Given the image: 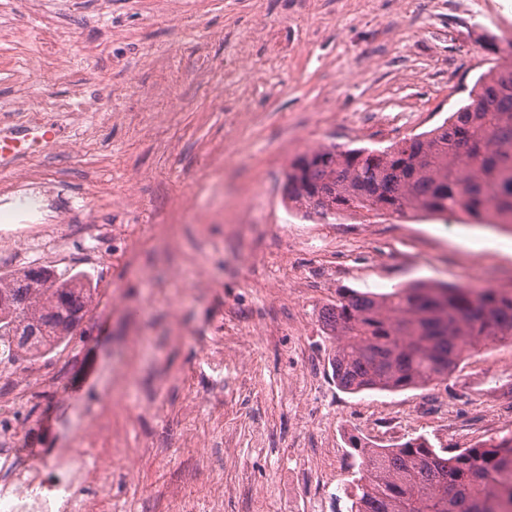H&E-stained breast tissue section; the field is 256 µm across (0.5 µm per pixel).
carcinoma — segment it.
<instances>
[{"instance_id":"1","label":"carcinoma","mask_w":512,"mask_h":512,"mask_svg":"<svg viewBox=\"0 0 512 512\" xmlns=\"http://www.w3.org/2000/svg\"><path fill=\"white\" fill-rule=\"evenodd\" d=\"M286 199L324 218L409 211L512 224V66L482 73L442 125L383 150L322 145L298 155ZM82 272L30 265L0 276V357L31 359L61 346L91 312ZM336 340L330 358L343 391L426 387L465 351L512 340V290L417 281L383 295L344 292L322 312ZM360 477L349 512H512V430L462 450L424 437L392 448L355 441Z\"/></svg>"}]
</instances>
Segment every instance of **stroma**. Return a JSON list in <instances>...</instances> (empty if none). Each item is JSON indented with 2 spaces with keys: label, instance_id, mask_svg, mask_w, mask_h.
Returning <instances> with one entry per match:
<instances>
[{
  "label": "stroma",
  "instance_id": "stroma-1",
  "mask_svg": "<svg viewBox=\"0 0 512 512\" xmlns=\"http://www.w3.org/2000/svg\"><path fill=\"white\" fill-rule=\"evenodd\" d=\"M512 44V0H0V118L52 98L55 137L19 170L128 225L91 259L85 217L41 265L86 271L98 306L35 382L20 447L108 448L112 512H347L358 436L466 448L512 429V341L424 389L349 394L323 309L431 280L512 287V224L305 215L299 154L383 148L443 123ZM85 141L74 156L62 141ZM224 349L214 395L206 357ZM103 435L89 439L87 417ZM211 442L213 454L202 457Z\"/></svg>",
  "mask_w": 512,
  "mask_h": 512
}]
</instances>
